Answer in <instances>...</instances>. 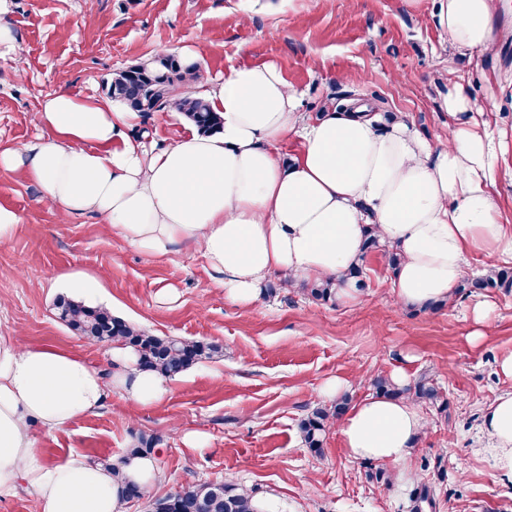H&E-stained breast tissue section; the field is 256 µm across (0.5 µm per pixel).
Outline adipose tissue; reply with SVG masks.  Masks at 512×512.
Masks as SVG:
<instances>
[{"label": "adipose tissue", "instance_id": "adipose-tissue-1", "mask_svg": "<svg viewBox=\"0 0 512 512\" xmlns=\"http://www.w3.org/2000/svg\"><path fill=\"white\" fill-rule=\"evenodd\" d=\"M498 0H440L437 26L451 45L493 52L512 31L495 20ZM219 133L195 129L160 148L125 133L120 105L58 91L37 112L44 134L25 150L0 148V169L36 183L67 216L93 212L132 247L156 256L192 248L220 276L225 295L255 302L268 275L335 279L360 264L363 229L375 225L402 261L398 304L447 299L468 255L512 257V225L492 192L494 152L475 132L462 89L450 93L448 140L436 148L405 119L379 127L368 112L327 113L314 123L271 63L233 68L203 90ZM297 139L289 163L276 155ZM103 371L83 358L0 336V497L30 493L38 512H125L112 472L71 453L49 460L38 433L66 429L112 395L148 406L170 392L167 378L139 370L116 342ZM491 466L512 479V391L483 411ZM424 429L418 405L367 396L340 423L348 455L401 465Z\"/></svg>", "mask_w": 512, "mask_h": 512}]
</instances>
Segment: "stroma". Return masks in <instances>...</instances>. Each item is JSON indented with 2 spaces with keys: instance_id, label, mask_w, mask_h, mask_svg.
I'll return each mask as SVG.
<instances>
[{
  "instance_id": "obj_1",
  "label": "stroma",
  "mask_w": 512,
  "mask_h": 512,
  "mask_svg": "<svg viewBox=\"0 0 512 512\" xmlns=\"http://www.w3.org/2000/svg\"><path fill=\"white\" fill-rule=\"evenodd\" d=\"M435 0H7L4 19L19 53H0V148L21 150L41 133L42 100L67 90L106 99L116 71L165 50L204 43L195 90L249 64L275 63L296 91L305 121L335 108L395 114L433 146L448 130L444 99L462 86L474 129L503 144L493 192L512 225V38L482 56L453 47L434 21ZM189 122L164 110L140 116L131 138L163 143ZM0 208L19 226L0 242V335L65 351L107 369L109 345L75 336L56 316L59 296L78 295L70 273L100 277L82 296L158 336L223 346L224 354L173 377L168 397L129 407L113 397L97 414L39 435L46 458L78 453L117 458L139 435L158 434L151 490L126 512H148L180 487L231 481L253 492L263 512H411L412 494L431 486L435 512H512V481L485 454L480 418L512 379L498 370L512 354V289L456 293L442 308L398 307L384 249L363 262L366 286L354 298L312 301L285 277L269 276L258 301L224 293L202 255L177 248L158 257L86 213L64 221L39 189L0 170ZM402 373L433 379L447 411L424 407L427 427L409 465L348 456L338 427L322 456L302 443L298 423L328 403L338 380L352 400L371 395V378ZM384 469L385 480L371 479Z\"/></svg>"
}]
</instances>
